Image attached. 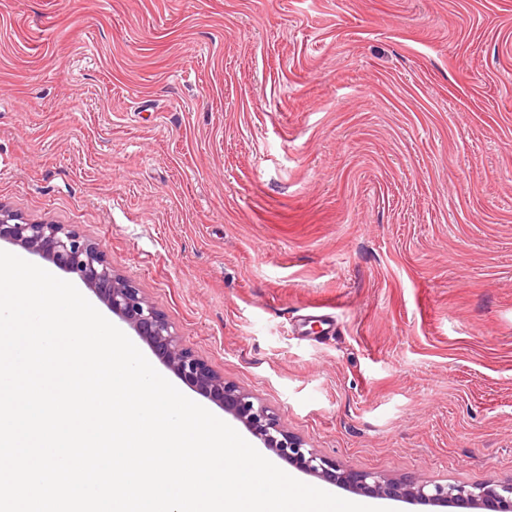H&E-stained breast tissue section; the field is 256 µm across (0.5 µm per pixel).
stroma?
<instances>
[{
  "instance_id": "obj_1",
  "label": "stroma",
  "mask_w": 512,
  "mask_h": 512,
  "mask_svg": "<svg viewBox=\"0 0 512 512\" xmlns=\"http://www.w3.org/2000/svg\"><path fill=\"white\" fill-rule=\"evenodd\" d=\"M0 203L343 469L512 478V0H0Z\"/></svg>"
}]
</instances>
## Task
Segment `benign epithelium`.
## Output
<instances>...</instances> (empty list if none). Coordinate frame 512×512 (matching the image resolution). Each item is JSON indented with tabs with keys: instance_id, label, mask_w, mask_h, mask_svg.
Instances as JSON below:
<instances>
[{
	"instance_id": "benign-epithelium-1",
	"label": "benign epithelium",
	"mask_w": 512,
	"mask_h": 512,
	"mask_svg": "<svg viewBox=\"0 0 512 512\" xmlns=\"http://www.w3.org/2000/svg\"><path fill=\"white\" fill-rule=\"evenodd\" d=\"M0 241L23 248L79 278L121 321L135 331L162 364L224 408L270 451L301 472L342 485L355 494L493 512H512V479L475 486L396 479L344 470L291 434L253 395L224 381L186 347L156 306L133 282L117 273L104 251L65 224H32L0 203Z\"/></svg>"
}]
</instances>
